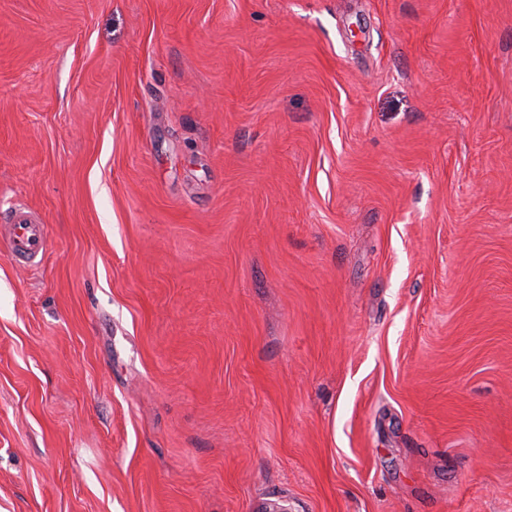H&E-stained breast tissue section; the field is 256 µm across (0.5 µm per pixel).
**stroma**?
Returning a JSON list of instances; mask_svg holds the SVG:
<instances>
[{
  "label": "stroma",
  "instance_id": "1",
  "mask_svg": "<svg viewBox=\"0 0 512 512\" xmlns=\"http://www.w3.org/2000/svg\"><path fill=\"white\" fill-rule=\"evenodd\" d=\"M0 512H512V0H0ZM3 215V216H2ZM0 236L6 241L11 253L22 259H35L47 248L45 225L35 214L23 207L1 214Z\"/></svg>",
  "mask_w": 512,
  "mask_h": 512
}]
</instances>
